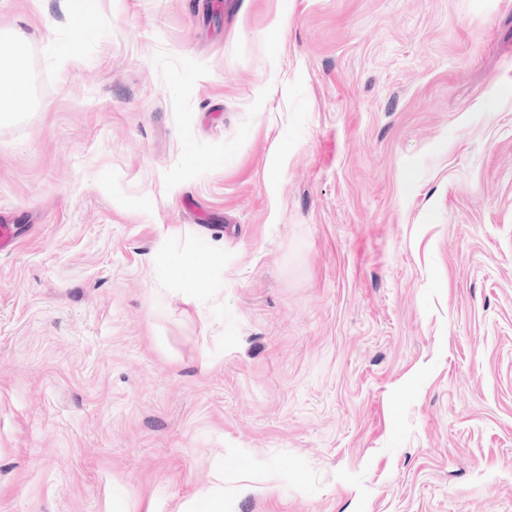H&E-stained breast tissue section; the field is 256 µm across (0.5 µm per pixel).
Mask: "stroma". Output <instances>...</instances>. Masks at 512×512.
Segmentation results:
<instances>
[{
	"mask_svg": "<svg viewBox=\"0 0 512 512\" xmlns=\"http://www.w3.org/2000/svg\"><path fill=\"white\" fill-rule=\"evenodd\" d=\"M0 43V512H512V0H0ZM27 93V73L20 54L1 49L0 56V118L11 114Z\"/></svg>",
	"mask_w": 512,
	"mask_h": 512,
	"instance_id": "stroma-1",
	"label": "stroma"
}]
</instances>
